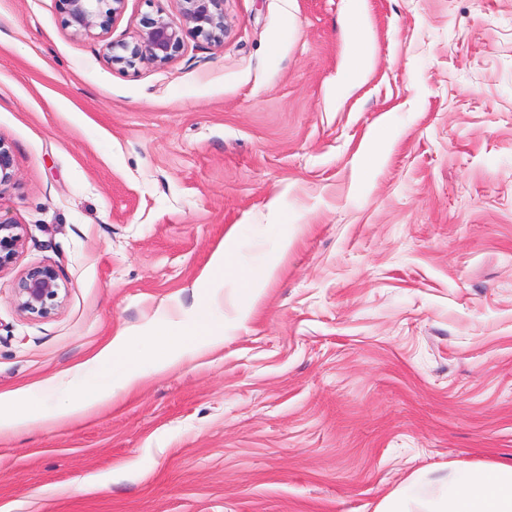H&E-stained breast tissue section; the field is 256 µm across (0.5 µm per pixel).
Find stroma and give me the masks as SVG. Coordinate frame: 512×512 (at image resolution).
<instances>
[{"instance_id": "35a3bbf8", "label": "stroma", "mask_w": 512, "mask_h": 512, "mask_svg": "<svg viewBox=\"0 0 512 512\" xmlns=\"http://www.w3.org/2000/svg\"><path fill=\"white\" fill-rule=\"evenodd\" d=\"M358 9L374 56L347 89L348 0H224L223 44L134 68L106 42L177 0H126L105 38L58 0H0V218L25 227L0 394L121 331L148 362L229 229L244 262L281 260L223 348L0 432V512H375L512 462V0ZM42 265L66 290L45 319L14 303Z\"/></svg>"}]
</instances>
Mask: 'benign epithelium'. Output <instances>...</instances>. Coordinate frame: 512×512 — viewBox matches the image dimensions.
<instances>
[{
	"label": "benign epithelium",
	"instance_id": "benign-epithelium-1",
	"mask_svg": "<svg viewBox=\"0 0 512 512\" xmlns=\"http://www.w3.org/2000/svg\"><path fill=\"white\" fill-rule=\"evenodd\" d=\"M66 23L75 35H89L95 29L106 34L111 22L122 12L125 0H59ZM179 20L161 15L146 17L132 42H108L111 61L127 68L139 64H168L184 47V37L194 33L221 45L224 42V0H178ZM14 178L12 153L0 140V186ZM25 239L24 227L0 220V269L16 258ZM18 310L38 318L50 317L61 305L58 274L49 265L28 269L15 288Z\"/></svg>",
	"mask_w": 512,
	"mask_h": 512
}]
</instances>
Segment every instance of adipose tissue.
I'll use <instances>...</instances> for the list:
<instances>
[{
  "instance_id": "ef3b65f1",
  "label": "adipose tissue",
  "mask_w": 512,
  "mask_h": 512,
  "mask_svg": "<svg viewBox=\"0 0 512 512\" xmlns=\"http://www.w3.org/2000/svg\"><path fill=\"white\" fill-rule=\"evenodd\" d=\"M276 266L251 267L241 262L236 232L225 235L204 274L208 283L231 282L234 299L242 312L274 277ZM224 318L213 303H201L188 320L167 321L155 340L151 371L159 373L177 364L184 350H214L224 344ZM148 371V372H151ZM139 361L129 355L123 339L112 341L109 350L87 362L77 373L81 383L69 398L55 404L53 414L70 418L111 401L116 390L141 384L146 378ZM431 495L420 497L402 488L386 497L376 512H512V464H494L469 470L460 476L431 482Z\"/></svg>"
}]
</instances>
